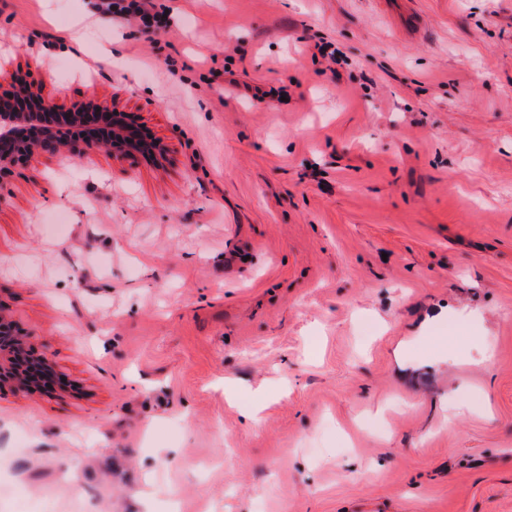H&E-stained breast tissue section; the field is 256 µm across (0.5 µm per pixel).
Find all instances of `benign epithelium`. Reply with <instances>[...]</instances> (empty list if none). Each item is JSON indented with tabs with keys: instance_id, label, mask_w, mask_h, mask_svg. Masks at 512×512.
<instances>
[{
	"instance_id": "7a95c632",
	"label": "benign epithelium",
	"mask_w": 512,
	"mask_h": 512,
	"mask_svg": "<svg viewBox=\"0 0 512 512\" xmlns=\"http://www.w3.org/2000/svg\"><path fill=\"white\" fill-rule=\"evenodd\" d=\"M0 80L9 83L0 92V205L11 198L9 182L14 169L33 155H54L67 145L69 128L86 125L91 132L82 139V150L101 146L113 155L164 158L166 145L159 139L143 138L138 117L114 104L92 99L67 110L46 99L17 69L4 70ZM57 375L47 353L22 338L19 327L0 319V389L40 391L28 377L30 367Z\"/></svg>"
}]
</instances>
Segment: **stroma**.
Segmentation results:
<instances>
[{
    "label": "stroma",
    "instance_id": "35a3bbf8",
    "mask_svg": "<svg viewBox=\"0 0 512 512\" xmlns=\"http://www.w3.org/2000/svg\"><path fill=\"white\" fill-rule=\"evenodd\" d=\"M97 2L0 0V59L169 153L14 171L0 314L66 386L0 391V512H512V0H159L61 79Z\"/></svg>",
    "mask_w": 512,
    "mask_h": 512
}]
</instances>
